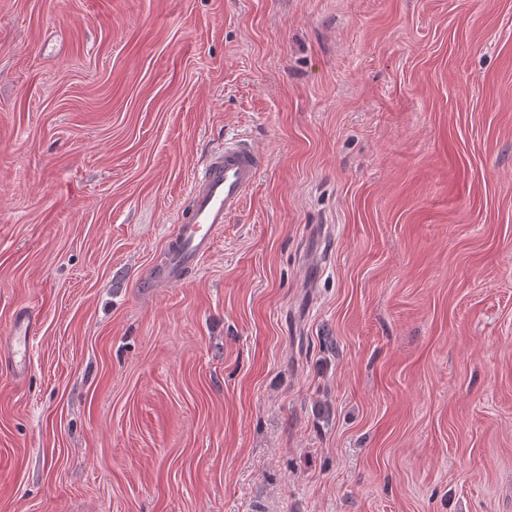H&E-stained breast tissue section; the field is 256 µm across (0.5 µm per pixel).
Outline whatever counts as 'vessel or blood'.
Masks as SVG:
<instances>
[{
	"mask_svg": "<svg viewBox=\"0 0 512 512\" xmlns=\"http://www.w3.org/2000/svg\"><path fill=\"white\" fill-rule=\"evenodd\" d=\"M265 166V156L250 139L225 140L223 149L211 154L194 175L189 190L190 201L177 216L166 266L160 276L143 279L142 287H153L159 278L168 283L178 282L186 268L207 255L216 231L228 216L240 210ZM32 330V314L19 311L9 328V347L16 373H24L26 369Z\"/></svg>",
	"mask_w": 512,
	"mask_h": 512,
	"instance_id": "vessel-or-blood-1",
	"label": "vessel or blood"
}]
</instances>
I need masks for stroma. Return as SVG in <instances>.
<instances>
[{"instance_id":"35a3bbf8","label":"stroma","mask_w":512,"mask_h":512,"mask_svg":"<svg viewBox=\"0 0 512 512\" xmlns=\"http://www.w3.org/2000/svg\"><path fill=\"white\" fill-rule=\"evenodd\" d=\"M0 512H512V0H0ZM266 166V157L245 137L225 139L224 148L209 156L197 170L189 190V204L178 214L168 260L160 276L178 282L213 246L225 219L240 210ZM34 319L27 310H20L14 317L9 328V347L12 354V366L19 375L26 369L27 349L33 330Z\"/></svg>"}]
</instances>
